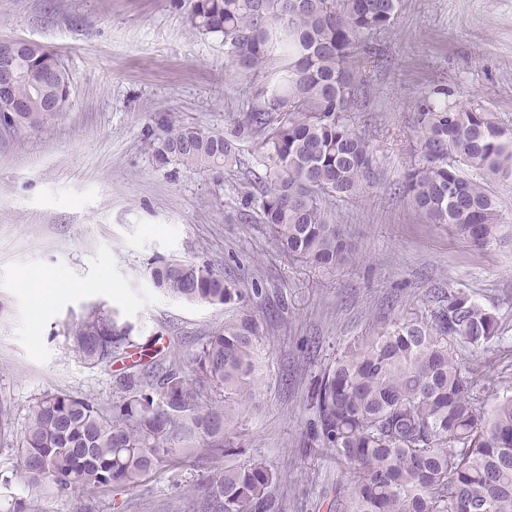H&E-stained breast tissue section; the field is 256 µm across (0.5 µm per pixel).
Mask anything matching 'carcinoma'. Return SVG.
<instances>
[{"mask_svg":"<svg viewBox=\"0 0 512 512\" xmlns=\"http://www.w3.org/2000/svg\"><path fill=\"white\" fill-rule=\"evenodd\" d=\"M399 0H195L191 27L222 37L231 63L274 78L257 88L239 129L266 149L259 218L304 262L334 270L354 244L332 223V202L371 183L375 149L351 113L368 94ZM16 128L36 130L70 96L67 71L46 46L24 54L12 87ZM416 141L399 190L426 224H445L483 249L512 237L486 179H512V127L491 112L448 104V90L419 93ZM159 165L224 167L233 140L199 125L171 126L153 147ZM154 286L187 303L222 305L224 325L197 343L190 367L168 353L115 374L112 404L65 391L36 400L0 481L27 497L12 512H44L50 495L95 497L135 487L176 458L247 452L229 437L262 367L257 291L209 265L170 259L150 269ZM72 351L92 367L132 356L131 327L93 309L68 329ZM500 340L495 313L461 291L434 298L427 317L391 318L346 344L311 393L316 439L346 463L353 485L334 512H512V373L488 388L459 361ZM280 474L261 456L199 475L183 512H277Z\"/></svg>","mask_w":512,"mask_h":512,"instance_id":"carcinoma-1","label":"carcinoma"}]
</instances>
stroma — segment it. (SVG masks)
Masks as SVG:
<instances>
[{
  "label": "stroma",
  "instance_id": "stroma-1",
  "mask_svg": "<svg viewBox=\"0 0 512 512\" xmlns=\"http://www.w3.org/2000/svg\"><path fill=\"white\" fill-rule=\"evenodd\" d=\"M190 0H0V40H32L66 67L71 95L36 131L0 135V479L37 398L64 390L106 404L113 367L79 360L65 323L91 307L114 312L148 351L189 358L224 322L219 305L164 295L149 275L162 259L210 264L256 289L263 367L232 432L283 476L281 512H330L351 488L347 465L304 447L312 389L337 350L382 316L425 313L438 288L465 291L497 316L501 340L465 352L486 379L512 365V238L476 250L447 226L421 223L398 187L414 142L416 93L512 126V0H401L394 28L375 35L358 128L376 152L372 184L332 212L355 246L353 265L325 270L284 252L259 221L256 178L267 163L256 136L236 134L261 81L230 63L221 37L188 22ZM200 125L235 137L220 168L157 166L156 138ZM59 297L36 310L42 277ZM223 456L159 469L128 492L48 498L45 512H178L188 485Z\"/></svg>",
  "mask_w": 512,
  "mask_h": 512
}]
</instances>
